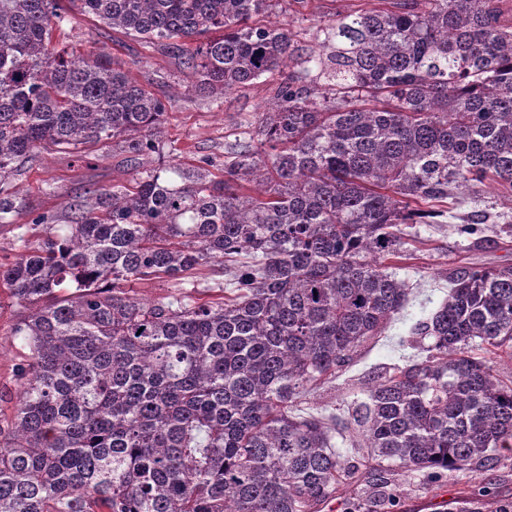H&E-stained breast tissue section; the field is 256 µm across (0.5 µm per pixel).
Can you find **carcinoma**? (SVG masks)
<instances>
[{"label": "carcinoma", "instance_id": "carcinoma-1", "mask_svg": "<svg viewBox=\"0 0 512 512\" xmlns=\"http://www.w3.org/2000/svg\"><path fill=\"white\" fill-rule=\"evenodd\" d=\"M158 44L196 77L173 98L224 95L295 63L224 164L148 167L166 104L109 54L53 43L68 5ZM279 0H0V227L26 201L18 168L43 151L114 150L140 175L89 188L68 225L41 213L0 263L27 349L0 419V512H316L339 487L399 512L386 472L333 443L336 416L289 404L385 329L407 286L403 224H439L454 192L512 199V23L502 0H373L316 30L264 23ZM451 229L475 245L480 222ZM224 274L213 295L201 269ZM166 279L157 301L131 284ZM415 327L429 355L386 371L355 404L372 459L421 473L493 464L512 449V384L471 353L512 348V267L456 265ZM489 488L448 504L484 512Z\"/></svg>", "mask_w": 512, "mask_h": 512}]
</instances>
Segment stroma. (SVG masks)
<instances>
[{
	"label": "stroma",
	"mask_w": 512,
	"mask_h": 512,
	"mask_svg": "<svg viewBox=\"0 0 512 512\" xmlns=\"http://www.w3.org/2000/svg\"><path fill=\"white\" fill-rule=\"evenodd\" d=\"M370 0H309L303 7L281 0L267 19L292 30L299 48L317 47L319 25L340 14L369 8ZM59 44L90 53L104 51L129 63L133 77L161 100H172L166 124L162 164L191 163L203 155L223 160L225 143L234 141L257 112L271 103L281 75L232 90L224 98L205 96L174 98L184 76L176 62L160 47L145 44L123 32L98 24L93 18L72 12L71 21L58 35ZM137 170L122 164L120 156H101L84 161L64 154L45 153L32 168L13 176L11 187L26 202L25 211L12 225L0 227V262L12 260L10 243L18 232H30L39 213H64L67 202L87 188H109L129 183ZM453 215L485 219L480 246L460 237L445 224H416L410 230V258L395 263L393 271L410 289L407 302L387 324L384 332L370 339L353 363L335 378L294 402L301 413L331 409L347 418L353 402L362 399L366 385L389 368L424 358L422 348L412 346L415 326L435 312L448 297L443 273L449 266L467 262L485 267L512 266V200L492 185L458 190ZM10 304L0 305V412L11 414L16 392L14 371L24 358L21 339L9 336L14 320ZM393 481L405 512H441L443 503L487 486L499 496L512 497V452H502L496 466L479 470H449L438 494L427 493L422 477L395 472Z\"/></svg>",
	"instance_id": "obj_1"
}]
</instances>
